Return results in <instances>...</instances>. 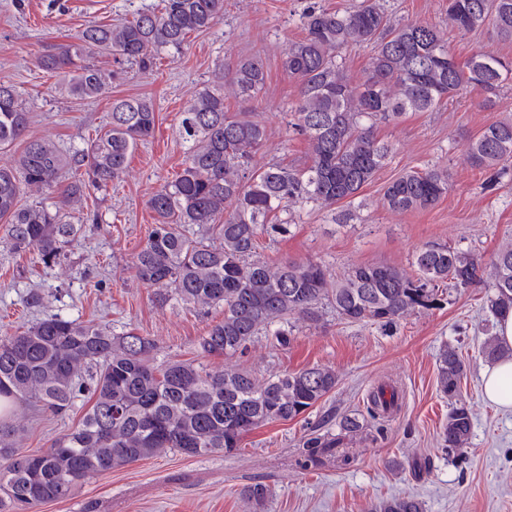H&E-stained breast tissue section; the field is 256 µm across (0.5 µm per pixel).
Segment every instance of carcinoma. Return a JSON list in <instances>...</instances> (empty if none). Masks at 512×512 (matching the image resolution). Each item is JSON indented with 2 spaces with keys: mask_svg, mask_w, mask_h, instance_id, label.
I'll return each mask as SVG.
<instances>
[{
  "mask_svg": "<svg viewBox=\"0 0 512 512\" xmlns=\"http://www.w3.org/2000/svg\"><path fill=\"white\" fill-rule=\"evenodd\" d=\"M448 25L469 33L486 25L512 40V0H448ZM224 16V0H161L131 21L92 25L78 48L60 46L40 59V67L62 76L61 90L76 100L104 94L115 71L78 66L89 49L115 53L142 71L153 68L164 50L181 48L188 36ZM305 36L293 43L283 68L299 84L292 128L308 144L303 167L272 163L251 167L266 140L265 127L245 113L224 108V75L200 92L182 112L190 143L181 173L156 191L148 205L156 224L137 253L138 278L155 289L157 301L176 300L203 310L224 308L223 319L201 337L207 355H243L261 334L285 346L288 317L317 322L322 304L350 323L393 327L413 312L441 305L440 285L468 288L484 273L481 258L456 247L428 244L413 258V271L394 266L354 265L341 277L311 260L271 264L257 256L260 234L286 230L272 222L279 212L313 204L333 208L352 202L384 165L392 146L375 127L408 112H432L460 89L495 93L512 83V62L477 54L458 63L443 33L417 21L393 24L381 0H364L338 13L311 4L304 13ZM375 46L364 79L350 81L339 50ZM266 75L254 59L237 63L233 93L256 97ZM157 113L147 97L112 102L111 121L89 146L67 152L55 142L34 139L10 166H0V221L17 251L34 250L43 263L56 264L78 232L60 212L19 204L22 188L53 189L61 173L86 167L69 182L62 202L79 201L90 187L120 178L138 143L155 130ZM28 112L12 85L0 84V148L23 138ZM469 163L489 174L493 185L512 163V120L486 125L466 145ZM447 172L411 170L384 189L382 204L394 212L433 206L448 193ZM207 235L191 238L185 227ZM494 293L488 310L498 316L512 309V245L490 264ZM155 342L134 332L114 336L91 321L62 315L0 339V411L29 403L52 414L65 413L85 393L90 407L81 421L34 454L15 448L19 428L0 420V512L60 501L74 495L92 475L119 469L166 452L191 457L232 453L245 434L269 422L293 420L331 393L336 373L314 366L259 378L237 365L207 370L192 361L154 364ZM437 386L452 400L442 428L443 447L465 460L472 412L459 399L464 364L445 346L436 358ZM399 408V391L384 383L371 392L367 418L346 416L340 429L367 437L383 434ZM336 438L317 434L303 443L296 464L319 467L333 457ZM269 489L255 482L243 489L254 512H264ZM374 512H424L412 497H390Z\"/></svg>",
  "mask_w": 512,
  "mask_h": 512,
  "instance_id": "carcinoma-1",
  "label": "carcinoma"
}]
</instances>
